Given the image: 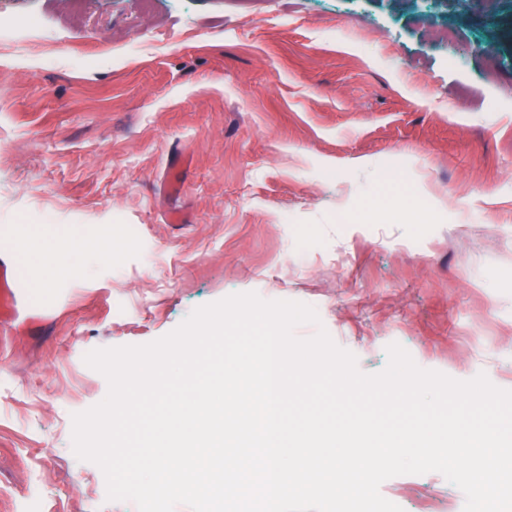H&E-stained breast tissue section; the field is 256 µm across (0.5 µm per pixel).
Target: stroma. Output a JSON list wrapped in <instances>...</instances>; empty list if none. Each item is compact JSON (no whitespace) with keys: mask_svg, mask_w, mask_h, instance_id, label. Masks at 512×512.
<instances>
[{"mask_svg":"<svg viewBox=\"0 0 512 512\" xmlns=\"http://www.w3.org/2000/svg\"><path fill=\"white\" fill-rule=\"evenodd\" d=\"M28 14L0 41V265L20 234L83 250L0 295V512H137L74 454L108 392L84 356L232 294L312 306L295 336L363 372L397 343L512 390V0H0V29ZM380 492L465 503L437 472Z\"/></svg>","mask_w":512,"mask_h":512,"instance_id":"1","label":"stroma"}]
</instances>
